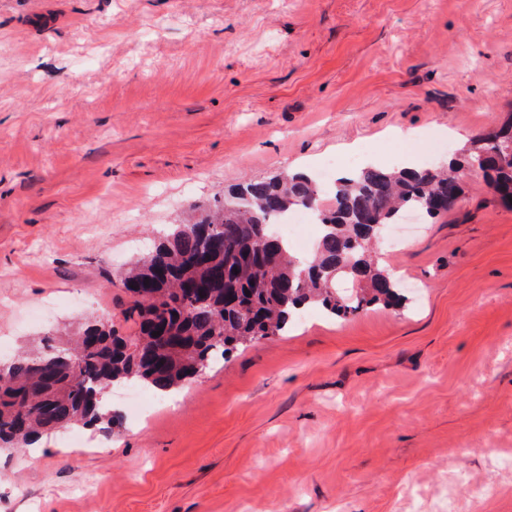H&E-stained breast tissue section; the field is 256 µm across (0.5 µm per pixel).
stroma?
Segmentation results:
<instances>
[{
  "label": "stroma",
  "instance_id": "obj_1",
  "mask_svg": "<svg viewBox=\"0 0 512 512\" xmlns=\"http://www.w3.org/2000/svg\"><path fill=\"white\" fill-rule=\"evenodd\" d=\"M512 119V0H0V363L92 317L193 209L394 129L447 164ZM378 254L399 307L305 309L167 400L0 453V512H512V210L460 171ZM490 483L485 498L465 484Z\"/></svg>",
  "mask_w": 512,
  "mask_h": 512
}]
</instances>
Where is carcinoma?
Returning <instances> with one entry per match:
<instances>
[{
  "label": "carcinoma",
  "instance_id": "carcinoma-1",
  "mask_svg": "<svg viewBox=\"0 0 512 512\" xmlns=\"http://www.w3.org/2000/svg\"><path fill=\"white\" fill-rule=\"evenodd\" d=\"M482 175L512 209V123L478 136L448 168L360 166L324 190L303 173L281 172L233 187L198 218L175 224L122 275L123 312L135 333L92 318L65 345L11 361L0 382V450L29 448L48 431L102 427L122 416L102 403L118 384L166 393L247 343L286 331L320 305L348 318L397 304V283L373 255L379 232L410 208L436 218L462 194L457 169ZM306 211L321 227L309 259L294 256L276 220Z\"/></svg>",
  "mask_w": 512,
  "mask_h": 512
}]
</instances>
